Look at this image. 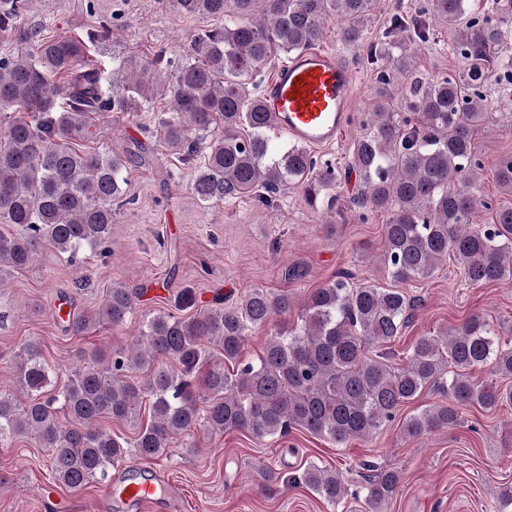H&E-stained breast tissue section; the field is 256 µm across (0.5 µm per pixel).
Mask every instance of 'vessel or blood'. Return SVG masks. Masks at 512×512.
Listing matches in <instances>:
<instances>
[{"label":"vessel or blood","instance_id":"1","mask_svg":"<svg viewBox=\"0 0 512 512\" xmlns=\"http://www.w3.org/2000/svg\"><path fill=\"white\" fill-rule=\"evenodd\" d=\"M355 76L337 55L307 50L279 67L268 81L264 107L280 130L312 147L335 144L349 126ZM120 499L151 512L160 498L158 484L135 479L115 487Z\"/></svg>","mask_w":512,"mask_h":512}]
</instances>
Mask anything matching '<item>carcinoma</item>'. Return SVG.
I'll use <instances>...</instances> for the list:
<instances>
[{
    "label": "carcinoma",
    "mask_w": 512,
    "mask_h": 512,
    "mask_svg": "<svg viewBox=\"0 0 512 512\" xmlns=\"http://www.w3.org/2000/svg\"><path fill=\"white\" fill-rule=\"evenodd\" d=\"M263 2L257 19V0H172L183 15L225 21L195 35L191 60L170 86L152 60L139 67L128 94H106L101 70L89 67L86 46L75 37L34 35L32 51L0 58V220L15 228L0 229V276L28 266L46 246L75 258L112 243V206L126 196L127 157L84 151L77 141L97 138L100 113L131 115L167 93L171 103L158 114L157 137L189 157L205 149L191 186L199 201L260 190L269 198L297 183L316 205L337 176L316 168L306 148L272 142L276 126L260 93L248 85L278 56L319 43L333 20L340 22L341 40L358 42L375 0ZM468 2L432 0L435 16L457 27L455 45L469 68L410 83L400 108L420 113L419 125L400 122L385 95L386 86L409 71L406 47L391 65L385 48L368 49L378 66L380 101L368 131L353 144L360 190L352 204L391 212L382 263L398 283L427 279L448 259L471 286L512 275V205L498 204L492 223L472 226L474 170L480 167L473 134L490 115L480 92L483 64L500 36L490 16L511 15L512 0H493L487 15L468 10ZM23 12L21 0H4L0 32L21 31ZM401 28L422 42L428 37L422 15L395 18L393 29ZM8 107L28 112L29 119L4 113ZM495 176L511 194V156L498 162ZM137 296L134 289L112 288L92 314L75 315L68 326L75 333L120 326L134 314ZM413 307L401 288L355 285L341 273L311 295L296 324L274 331L254 360L243 359L248 332L288 312V296L257 287L237 305L186 319L146 314L128 349L112 351L105 361L91 359L47 398L51 367L40 345L29 341L14 354L11 388L0 385V443L34 440L50 452L56 481L78 489L107 479L130 456L157 458L176 436L200 426L258 441L300 427L340 447L372 437L428 386L448 403L404 419L409 437L461 425L459 409L471 404L488 411L512 406V386L471 376L473 368L488 364L492 375L512 378V337L502 338L480 315L418 338L405 351L404 365L394 366L390 344L407 327ZM204 342L219 347L236 371L211 369L199 395L192 373ZM133 371L146 378L130 380ZM104 421L132 427L134 437L112 433ZM289 482L307 486L333 507L348 497L339 471L313 461ZM399 482L392 469L365 476L364 512H384Z\"/></svg>",
    "instance_id": "cac0c4a2"
}]
</instances>
